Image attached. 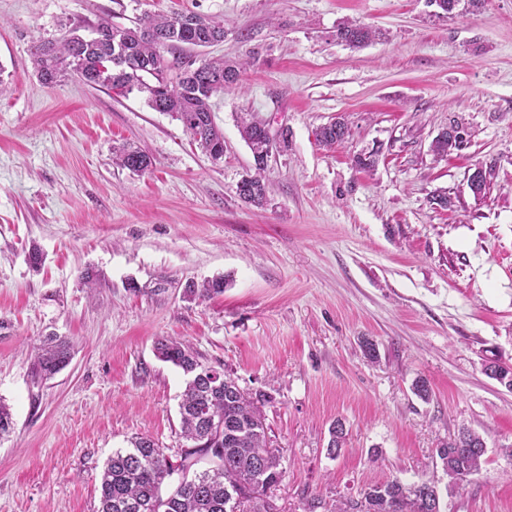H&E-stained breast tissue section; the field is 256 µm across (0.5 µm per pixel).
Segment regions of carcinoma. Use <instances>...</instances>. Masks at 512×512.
<instances>
[{
  "instance_id": "carcinoma-1",
  "label": "carcinoma",
  "mask_w": 512,
  "mask_h": 512,
  "mask_svg": "<svg viewBox=\"0 0 512 512\" xmlns=\"http://www.w3.org/2000/svg\"><path fill=\"white\" fill-rule=\"evenodd\" d=\"M430 2L437 8L435 16L454 19L479 11L487 0ZM224 35V24L194 12L146 15L133 27L101 18L89 36L73 30L57 39L33 40L30 55L36 77L45 86L73 76L125 96L135 91L148 93L152 109L175 117L199 148L219 161L224 157V132L214 121L211 101L238 85L241 73L256 58L241 64L201 59L190 66L184 59L198 48L224 40ZM335 36L350 48H362L375 40L376 30L344 21L336 27ZM239 128L252 151L255 173L236 192L242 202L261 207L267 198L262 177L266 158L278 148H288V130L280 132L275 145L266 125L252 112L242 113ZM347 135L348 125L342 117L315 131L316 141L326 148L342 144ZM459 150L456 138L447 131L438 133L430 145L436 158ZM112 161L132 172H143L152 164L148 155L128 144L113 149ZM222 292L224 278L218 277L189 283L184 297L204 299ZM156 352L187 377L179 415L182 433L193 446L181 450L179 460L173 462L154 440L132 438L130 447L112 452L104 466L96 512H277L268 490L280 482L282 471L277 455L268 447L262 396L249 395L227 374L223 382L214 381L208 367L181 342L161 340ZM70 357L69 343L50 337L37 349L35 374L50 379ZM484 371L512 390V365L494 359ZM344 439V425L338 420L330 428V454L341 450ZM485 452L484 439L462 429L435 449V458L448 476L445 488L430 480L406 486L392 479L364 489L355 504H337L336 512H434L429 503H442V490H454L479 471ZM203 459L208 460V468L196 470ZM175 473L178 481L164 487Z\"/></svg>"
}]
</instances>
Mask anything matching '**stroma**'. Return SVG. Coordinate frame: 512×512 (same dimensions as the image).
Masks as SVG:
<instances>
[{
  "instance_id": "obj_1",
  "label": "stroma",
  "mask_w": 512,
  "mask_h": 512,
  "mask_svg": "<svg viewBox=\"0 0 512 512\" xmlns=\"http://www.w3.org/2000/svg\"><path fill=\"white\" fill-rule=\"evenodd\" d=\"M187 11L225 24L207 58L257 59L214 100L221 162L143 94L33 73L35 38ZM345 19L384 37L350 50L334 37ZM0 80V402L14 424L0 512H96L98 476L129 439L187 448L186 378L157 357L162 339L264 395L278 512H333L395 478L446 484L433 450L462 428L486 454L443 512H512V391L483 371L512 364V0L454 20L425 0H0ZM245 111L289 133L262 208L236 195L253 167ZM340 115L347 142L323 148L316 129ZM453 119L470 144L434 160ZM126 141L150 157L144 173L113 164ZM374 148L376 167L355 168ZM490 161L496 178L475 197L467 177ZM438 189L452 209L432 204ZM217 275L223 294L184 299ZM50 336L72 359L41 380L34 349ZM419 376L429 401L411 390Z\"/></svg>"
}]
</instances>
